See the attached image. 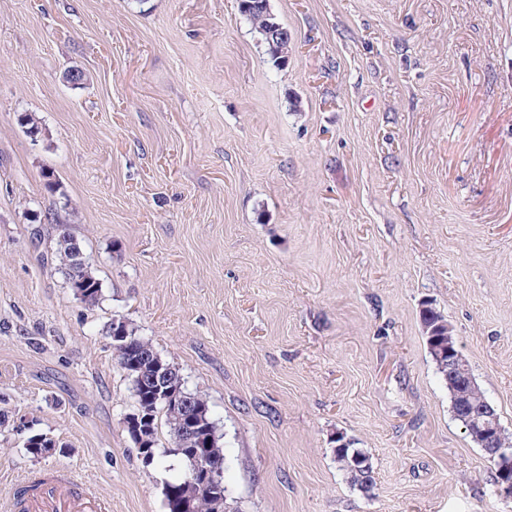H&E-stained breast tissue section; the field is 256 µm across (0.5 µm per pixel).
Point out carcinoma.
Segmentation results:
<instances>
[{
	"instance_id": "carcinoma-1",
	"label": "carcinoma",
	"mask_w": 512,
	"mask_h": 512,
	"mask_svg": "<svg viewBox=\"0 0 512 512\" xmlns=\"http://www.w3.org/2000/svg\"><path fill=\"white\" fill-rule=\"evenodd\" d=\"M244 2L246 7L243 15L250 21L255 31L262 32L266 27V22L269 21L264 0H244ZM55 260L58 271L66 275L68 279L78 278L81 280L82 296L80 300L89 305L99 301L101 284L91 266L86 265L78 269L77 274H72L71 244L57 243ZM421 321L428 352L435 363L437 373L448 388L454 417L473 441L479 444L481 443L479 431L475 429L468 415L458 411L457 403L462 399L461 389L456 380L448 376V357L445 356V353L448 352V346H457L453 329L439 311L428 305L421 310ZM116 330L130 339L131 351L127 359L120 361V364L127 371L133 384L141 382L146 384V389L141 391L143 399L151 398L150 387H152V380L159 369L167 374L166 383L171 396L178 398L185 394L179 370L164 362L151 343L137 336L136 332L129 329L127 323L120 319L112 321L110 331ZM193 398L200 425L209 428V432L202 436V439L208 440L207 449L204 451L205 466L218 477L217 482H210L200 487L197 493L200 494V500L206 504V512H239L237 508L231 506L226 494L224 449L219 445V436L216 435L214 422L210 418L208 401L197 393L193 394ZM159 414L165 417L166 424L174 438V444H179L182 439L181 431L185 424L181 409L170 403H159L156 405L154 415ZM334 453L336 464L350 485L366 494L370 493L375 487V477L369 456L363 450L352 448L347 444L336 446Z\"/></svg>"
}]
</instances>
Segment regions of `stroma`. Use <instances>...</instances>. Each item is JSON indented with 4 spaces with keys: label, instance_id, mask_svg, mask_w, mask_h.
Here are the masks:
<instances>
[{
    "label": "stroma",
    "instance_id": "35a3bbf8",
    "mask_svg": "<svg viewBox=\"0 0 512 512\" xmlns=\"http://www.w3.org/2000/svg\"><path fill=\"white\" fill-rule=\"evenodd\" d=\"M269 6L282 65L239 0H0V500L77 478L167 512L187 466L127 434L121 319L206 396L240 512H512L420 320L512 433V0ZM51 179L72 207L39 224ZM64 234L96 304L43 261ZM75 278L80 279L82 282L83 291L82 296L79 297L80 300L89 305L97 303L101 296V284L92 271L91 266L86 264L84 267L78 269ZM423 307L421 310V321L427 349L435 363L439 376L448 388L454 417L473 441L480 446L482 444L479 431L475 429L467 414L458 411L457 403L462 399L461 389L458 387L455 379L448 377V375L460 377L459 385L461 387L473 384L472 378L464 373L465 360L461 352L448 346V344H451L453 347L459 348L453 329L448 324V320L435 308L428 305ZM447 352L448 355L445 356L444 354ZM334 453L336 464L350 485L363 493H370L376 483L369 456L360 448H350L348 444L337 445Z\"/></svg>",
    "mask_w": 512,
    "mask_h": 512
}]
</instances>
